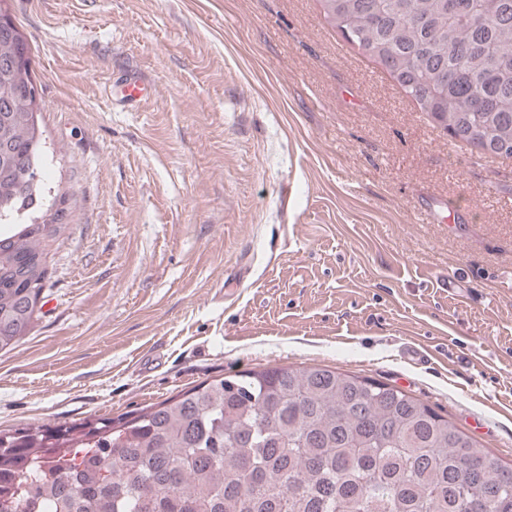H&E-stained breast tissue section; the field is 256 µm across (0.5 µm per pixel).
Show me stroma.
Here are the masks:
<instances>
[{"instance_id":"1","label":"stroma","mask_w":512,"mask_h":512,"mask_svg":"<svg viewBox=\"0 0 512 512\" xmlns=\"http://www.w3.org/2000/svg\"><path fill=\"white\" fill-rule=\"evenodd\" d=\"M9 4L66 228L0 353V429L319 365L512 465V158L451 139L318 0ZM130 76L154 89L136 107Z\"/></svg>"}]
</instances>
